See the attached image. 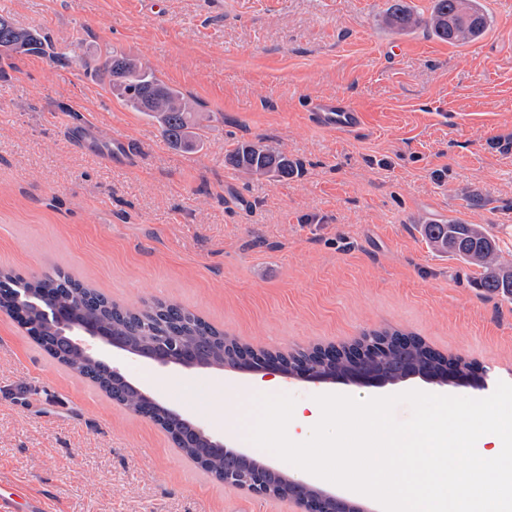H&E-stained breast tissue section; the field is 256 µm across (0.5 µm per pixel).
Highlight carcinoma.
<instances>
[{"label":"carcinoma","instance_id":"cac0c4a2","mask_svg":"<svg viewBox=\"0 0 512 512\" xmlns=\"http://www.w3.org/2000/svg\"><path fill=\"white\" fill-rule=\"evenodd\" d=\"M386 22L403 31L424 27L442 41L463 43L479 38L487 29L489 18L479 0H433L427 17L408 7L406 0H388ZM13 53L59 57L50 39L40 30L19 27L12 18L0 15V54ZM68 61L89 70L128 108L154 121L172 146L185 151L198 147L203 122L210 121L211 116L199 111L195 101L180 89L160 80L148 63L114 50L99 57L93 65L75 54L68 55ZM224 163L257 179H287L298 171V163L283 151L259 143L237 145L227 151ZM421 231L435 249L482 269L476 285L484 293L512 295V275H507L512 268L501 261L496 241L484 225L450 221L424 224ZM0 277L24 288L44 291L70 322L99 329L118 343L139 348L146 354L154 353L166 336L181 337L183 343L218 365L227 364L242 348L237 341L224 336V332L175 303L157 302L142 309L125 308L59 269L32 282L2 270ZM374 335L381 337L386 346L378 368L394 380L403 377L405 367L412 361L428 372L440 371L450 361L416 336L410 343L400 342L399 337L404 335L400 330L376 331ZM38 344L52 359L69 367L108 396L118 395L119 403L160 425L204 472L213 476L224 472V454L201 442L190 427L174 430L162 422L158 416L161 408L154 404L152 409H147L146 400L112 372L111 363L81 357L67 336L50 325L42 327Z\"/></svg>","mask_w":512,"mask_h":512}]
</instances>
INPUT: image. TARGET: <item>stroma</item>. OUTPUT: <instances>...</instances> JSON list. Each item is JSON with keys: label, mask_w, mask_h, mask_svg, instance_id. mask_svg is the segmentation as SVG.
I'll list each match as a JSON object with an SVG mask.
<instances>
[{"label": "stroma", "mask_w": 512, "mask_h": 512, "mask_svg": "<svg viewBox=\"0 0 512 512\" xmlns=\"http://www.w3.org/2000/svg\"><path fill=\"white\" fill-rule=\"evenodd\" d=\"M0 0V13L94 60L141 58L213 120L204 147L170 146L83 68L0 57V267L62 268L112 300L173 301L239 343L291 354L397 328L482 367L487 397L512 383V298L435 250L421 225L488 227L512 264V0H480L489 26L448 43L385 21L387 0ZM311 95L364 112L355 132L316 128ZM131 138L132 165L70 146L62 124ZM242 142L301 164L285 181L225 166ZM129 374L224 433L253 416L227 370ZM24 480L49 512H298L204 473L150 419L51 359L0 311V483Z\"/></svg>", "instance_id": "stroma-1"}]
</instances>
